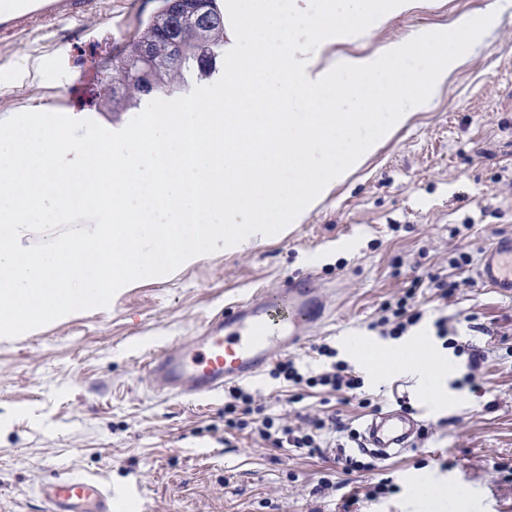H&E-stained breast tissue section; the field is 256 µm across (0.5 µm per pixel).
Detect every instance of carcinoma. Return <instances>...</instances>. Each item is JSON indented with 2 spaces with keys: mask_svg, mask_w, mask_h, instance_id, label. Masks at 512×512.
<instances>
[{
  "mask_svg": "<svg viewBox=\"0 0 512 512\" xmlns=\"http://www.w3.org/2000/svg\"><path fill=\"white\" fill-rule=\"evenodd\" d=\"M191 8L211 13L213 23L202 33L187 28L178 31L176 42L172 27L178 25L177 17ZM223 54L224 12L218 0H162L140 34L114 53L112 73L99 100L107 112L136 108L145 96V84H152L156 94H171L189 78L215 73Z\"/></svg>",
  "mask_w": 512,
  "mask_h": 512,
  "instance_id": "cac0c4a2",
  "label": "carcinoma"
}]
</instances>
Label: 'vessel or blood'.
I'll return each instance as SVG.
<instances>
[{
    "label": "vessel or blood",
    "mask_w": 512,
    "mask_h": 512,
    "mask_svg": "<svg viewBox=\"0 0 512 512\" xmlns=\"http://www.w3.org/2000/svg\"><path fill=\"white\" fill-rule=\"evenodd\" d=\"M104 0H0V46L66 21L104 19ZM480 287L512 297V232L496 235L476 267ZM329 316L313 273L291 275L271 292L226 306L189 342L154 353L145 379L156 389L206 399L225 386L257 380L272 361L300 347ZM422 422L416 412L389 407L362 426L358 449L387 460L413 448ZM45 512H146L143 498L96 479L60 474L43 484Z\"/></svg>",
    "instance_id": "vessel-or-blood-1"
}]
</instances>
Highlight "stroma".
<instances>
[{"label": "stroma", "instance_id": "35a3bbf8", "mask_svg": "<svg viewBox=\"0 0 512 512\" xmlns=\"http://www.w3.org/2000/svg\"><path fill=\"white\" fill-rule=\"evenodd\" d=\"M160 5L106 0L112 22L93 46L84 24L65 23L0 49V115L55 112L123 129L133 112L100 111L98 85H89L87 101L76 108L67 105L66 91L90 66L106 78L114 47L135 37ZM490 12L493 26L440 92L290 231L244 251L204 255L37 332L0 337V512H45L38 489L62 471L116 488L139 486L149 512H339L342 496L368 473H343L332 448L310 456L225 432L223 396L197 401L160 393L145 383L144 362L194 336L225 304L311 269L334 292L335 309L290 356L304 370L320 371L313 346L324 341L353 360L341 335L367 332L380 305L415 280L448 273L453 248L476 257L493 236L512 231V193L505 189L512 181V0H414L384 28L337 42L326 56H369L419 29H450L462 16ZM458 224L468 225L466 238L450 239ZM416 303L424 314L419 327L378 346L389 352L429 336L449 371L434 384L403 368L364 371L367 397L381 408L407 397L428 433L382 466L399 492L360 499L353 512H448L418 492L430 481L464 487L469 512H512V480L497 470L512 466V298L474 287L444 304L423 285ZM443 315L458 341L488 353L477 373L480 392L462 385L464 360L431 336ZM473 322L485 333L471 331ZM245 388L275 417L291 420L327 406L356 429L370 414L357 399L266 374ZM326 476L341 490H319Z\"/></svg>", "mask_w": 512, "mask_h": 512}]
</instances>
